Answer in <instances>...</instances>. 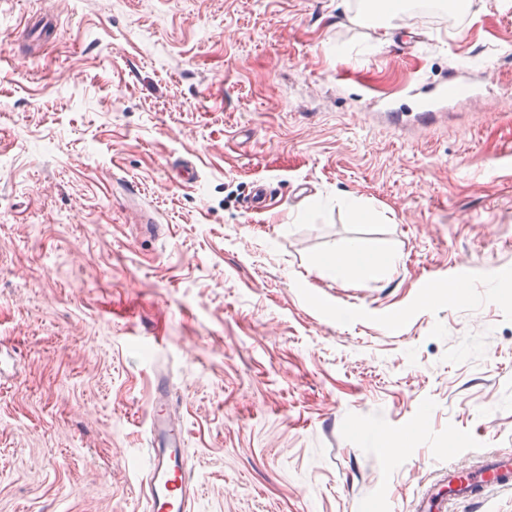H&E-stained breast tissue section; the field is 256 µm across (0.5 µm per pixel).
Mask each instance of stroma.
Here are the masks:
<instances>
[{
  "instance_id": "stroma-1",
  "label": "stroma",
  "mask_w": 512,
  "mask_h": 512,
  "mask_svg": "<svg viewBox=\"0 0 512 512\" xmlns=\"http://www.w3.org/2000/svg\"><path fill=\"white\" fill-rule=\"evenodd\" d=\"M359 2L0 0V512H144L158 374L193 512H413L512 454V12ZM470 55L480 97L376 115ZM352 241L393 267H316Z\"/></svg>"
}]
</instances>
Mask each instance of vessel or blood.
Returning <instances> with one entry per match:
<instances>
[{
	"label": "vessel or blood",
	"instance_id": "vessel-or-blood-1",
	"mask_svg": "<svg viewBox=\"0 0 512 512\" xmlns=\"http://www.w3.org/2000/svg\"><path fill=\"white\" fill-rule=\"evenodd\" d=\"M173 396L168 380L155 376L150 404V461L142 492L148 512H190L195 497L185 438L172 418ZM512 488V456H494L479 468L448 469V493L424 494L415 512H448L453 502L478 499L484 491Z\"/></svg>",
	"mask_w": 512,
	"mask_h": 512
}]
</instances>
